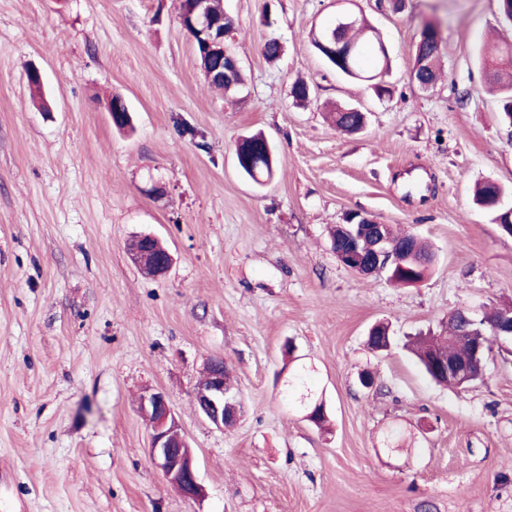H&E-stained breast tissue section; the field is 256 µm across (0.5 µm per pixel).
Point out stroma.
<instances>
[{"label":"stroma","mask_w":512,"mask_h":512,"mask_svg":"<svg viewBox=\"0 0 512 512\" xmlns=\"http://www.w3.org/2000/svg\"><path fill=\"white\" fill-rule=\"evenodd\" d=\"M180 3L0 0V512H512V354L493 349L458 389L402 348L458 307L512 304V237L472 200L492 180L512 204V128L479 59L512 44L498 0H351L389 50L382 100L311 43L336 0H224L245 75L228 96L205 80ZM427 19L443 73L424 90L409 73ZM115 95L131 131L110 121ZM344 102L367 111L365 131L336 129ZM258 131L276 162L263 185L235 154ZM352 211L428 242L431 274L397 287L341 265L329 231ZM144 233L170 250L166 276L133 263ZM379 322L396 341L384 353L366 346ZM213 358L242 406L224 430L193 401ZM298 367L327 429L283 396ZM147 388L174 409L203 501L150 460Z\"/></svg>","instance_id":"stroma-1"}]
</instances>
